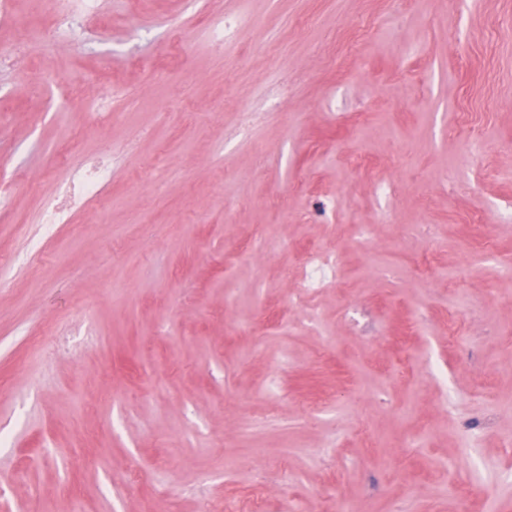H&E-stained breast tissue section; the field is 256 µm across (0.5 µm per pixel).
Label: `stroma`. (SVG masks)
Listing matches in <instances>:
<instances>
[{
	"label": "stroma",
	"mask_w": 512,
	"mask_h": 512,
	"mask_svg": "<svg viewBox=\"0 0 512 512\" xmlns=\"http://www.w3.org/2000/svg\"><path fill=\"white\" fill-rule=\"evenodd\" d=\"M86 25L0 68V512L512 504V0H102ZM107 146L104 205L34 244ZM312 249L340 263L297 305Z\"/></svg>",
	"instance_id": "obj_1"
}]
</instances>
